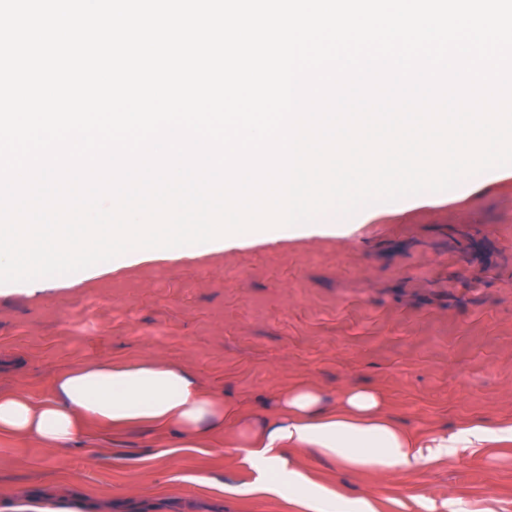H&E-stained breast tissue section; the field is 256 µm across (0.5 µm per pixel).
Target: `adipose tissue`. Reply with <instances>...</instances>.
Returning a JSON list of instances; mask_svg holds the SVG:
<instances>
[{"label": "adipose tissue", "instance_id": "adipose-tissue-1", "mask_svg": "<svg viewBox=\"0 0 512 512\" xmlns=\"http://www.w3.org/2000/svg\"><path fill=\"white\" fill-rule=\"evenodd\" d=\"M277 406L276 421L246 418L181 365L95 360L58 373L52 396L40 401L17 390L0 391V434L66 447L81 439L85 422L94 421L116 431L166 430L200 445L231 426L243 462L256 474V491L297 503L303 512H332L336 506L342 512H376L371 497L343 501L316 483L299 462L304 453L346 470L388 475L512 441L511 423L493 430L475 423L417 441L386 416L378 393L363 387L346 389L333 404L315 387H292L279 394Z\"/></svg>", "mask_w": 512, "mask_h": 512}]
</instances>
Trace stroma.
<instances>
[{"mask_svg":"<svg viewBox=\"0 0 512 512\" xmlns=\"http://www.w3.org/2000/svg\"><path fill=\"white\" fill-rule=\"evenodd\" d=\"M442 203L376 205L336 235L216 252L163 251L94 276L0 290V390L42 400L62 369L151 357L192 369L246 416L288 387L376 391L420 439L512 422V175L478 174ZM237 435L200 448L87 423L78 446L0 436V512H298L250 493ZM302 465L379 512H512V442L379 479L313 454Z\"/></svg>","mask_w":512,"mask_h":512,"instance_id":"1","label":"stroma"}]
</instances>
